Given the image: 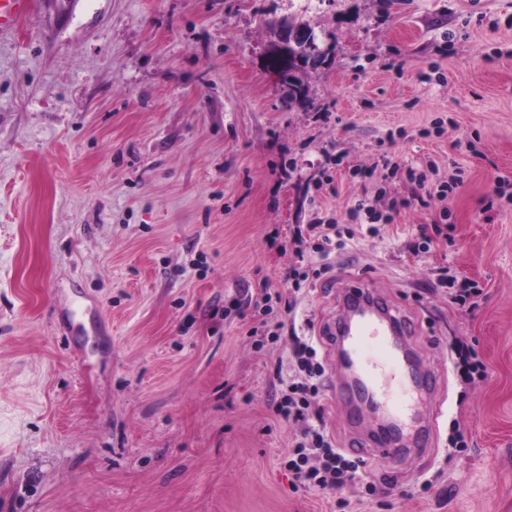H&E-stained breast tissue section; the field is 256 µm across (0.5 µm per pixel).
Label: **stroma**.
<instances>
[{"mask_svg": "<svg viewBox=\"0 0 512 512\" xmlns=\"http://www.w3.org/2000/svg\"><path fill=\"white\" fill-rule=\"evenodd\" d=\"M267 18L329 52L307 102L266 69ZM386 155L460 184L294 243L411 197ZM299 258L320 275L296 292ZM356 276L418 323L442 414L429 451L310 488L276 393L293 335L330 364ZM264 288L275 342L252 334ZM458 340L484 380L459 382ZM0 512H512V0H32L0 38ZM309 238L311 236L317 238L318 250L323 252L327 251L330 246L336 247V238L339 239L343 236L341 229L339 228V222L336 219H330L327 222L321 218H316L313 224H307L304 230ZM334 237V238H333ZM446 283H448V288L454 290V293H450L452 303L461 308L467 307V309H471L475 305L473 299L481 294L477 285L466 278L462 279L459 283L456 276H448V278L443 281V284Z\"/></svg>", "mask_w": 512, "mask_h": 512, "instance_id": "35a3bbf8", "label": "stroma"}]
</instances>
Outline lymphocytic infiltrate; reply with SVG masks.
Here are the masks:
<instances>
[{
    "label": "lymphocytic infiltrate",
    "instance_id": "1",
    "mask_svg": "<svg viewBox=\"0 0 512 512\" xmlns=\"http://www.w3.org/2000/svg\"><path fill=\"white\" fill-rule=\"evenodd\" d=\"M294 374L276 401L275 412L283 420L300 424L285 466L299 482L321 489L345 485L353 480L360 464L336 448L320 419L319 396L324 365L318 361L311 338L292 339Z\"/></svg>",
    "mask_w": 512,
    "mask_h": 512
}]
</instances>
